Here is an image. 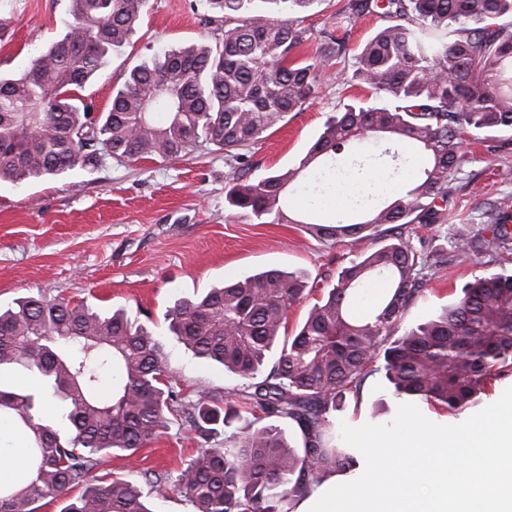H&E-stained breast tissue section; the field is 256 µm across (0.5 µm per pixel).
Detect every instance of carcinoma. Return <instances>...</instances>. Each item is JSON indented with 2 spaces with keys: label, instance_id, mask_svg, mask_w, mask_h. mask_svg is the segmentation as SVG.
<instances>
[{
  "label": "carcinoma",
  "instance_id": "1",
  "mask_svg": "<svg viewBox=\"0 0 512 512\" xmlns=\"http://www.w3.org/2000/svg\"><path fill=\"white\" fill-rule=\"evenodd\" d=\"M224 23L213 47H178L135 66L100 115L86 84L123 53L147 0H69L74 19L22 71L0 73V182L22 184L94 165L108 154L175 160L212 145L238 169L226 200L259 224H304L356 249L336 284L293 334L288 316L306 298L307 277L268 269L176 300L166 335L193 354L249 381L240 401L188 400L164 362V344L123 311L110 316L82 301L20 297L0 307V372L23 370L38 391L0 384V419L28 436L16 480L0 484V512H153L130 480L98 474L105 458L131 456L187 415L205 437L245 411L244 431L224 447L200 448L176 476L145 473L159 494L174 489L195 512H284L314 484L354 466L332 413L382 373L397 399L460 414L491 379L512 376V212L498 200L482 219L491 238L458 235L451 252L427 253L405 235L447 220L450 177L463 146L490 155L512 149V0H346L339 14L385 19L355 57L353 77L370 102L347 104L325 121L294 167L251 180L244 151L319 93L320 62L291 59L306 41L300 13L321 0H208ZM410 145L422 157L405 189L381 206L350 207L334 224L290 198L317 182L344 150L362 143ZM461 255L488 256L500 270L475 277L428 321L405 325L409 308L441 268ZM383 295L362 314L353 302L376 280ZM282 343L267 366L269 352ZM60 402V418L41 412ZM295 422L302 448L267 417Z\"/></svg>",
  "mask_w": 512,
  "mask_h": 512
}]
</instances>
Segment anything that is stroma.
Wrapping results in <instances>:
<instances>
[{"label": "stroma", "instance_id": "stroma-1", "mask_svg": "<svg viewBox=\"0 0 512 512\" xmlns=\"http://www.w3.org/2000/svg\"><path fill=\"white\" fill-rule=\"evenodd\" d=\"M342 2L322 0L307 12V39L294 56L301 61L316 58L327 32L345 39V55L325 67L314 101L290 113L253 146V176L294 166L327 117L344 104L367 101L366 90L352 80L354 56L383 20L341 18L337 10ZM209 13L207 0H149L144 21L124 53L83 91L94 111H107L113 92L141 62L173 47L221 40L224 29L207 23ZM72 21L69 0H0V71L25 68ZM466 152V162L451 183L447 221L419 225L411 232L412 238L426 239L429 250L447 248L457 234L481 230L484 202L512 201V152L492 156L479 145L467 146ZM234 164L224 151L207 146L180 160L108 157L55 178L21 185L1 182L0 304L24 295L72 298L103 315L125 309L132 319L160 333L164 315L177 299L276 268L304 271L316 285L290 312L288 325L296 327L320 299L322 288L335 283L353 257L352 248L345 241L317 238L301 224H258L232 210L225 194ZM483 271L472 256L440 270L408 310L407 324L437 314ZM165 364L178 390L193 400L204 394L220 398L246 385L172 339L166 342ZM511 401L512 379L492 382L477 404L449 417V434L473 430ZM418 409V404L394 399L387 380L378 374L366 381L362 400L346 399L333 419L352 444L360 424L390 432L398 428L402 411ZM223 445V432L203 440L175 420L159 441L136 455L110 458L101 470L136 482L155 512H195L177 491L158 496L141 473L152 468L178 474L197 448Z\"/></svg>", "mask_w": 512, "mask_h": 512}]
</instances>
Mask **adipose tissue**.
I'll list each match as a JSON object with an SVG mask.
<instances>
[{"label": "adipose tissue", "mask_w": 512, "mask_h": 512, "mask_svg": "<svg viewBox=\"0 0 512 512\" xmlns=\"http://www.w3.org/2000/svg\"><path fill=\"white\" fill-rule=\"evenodd\" d=\"M451 439L442 416L401 415L395 431L364 426L363 450L407 448L400 469L374 465L350 470L312 486L295 498L292 512H512V411L484 418L458 443L467 452L449 465Z\"/></svg>", "instance_id": "obj_1"}]
</instances>
